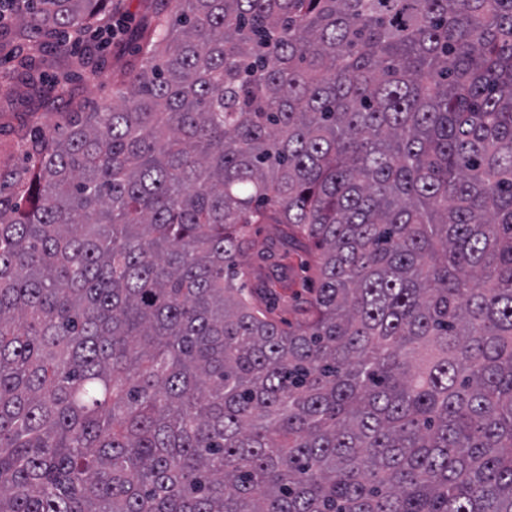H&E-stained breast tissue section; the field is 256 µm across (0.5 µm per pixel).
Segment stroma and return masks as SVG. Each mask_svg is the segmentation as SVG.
Segmentation results:
<instances>
[{
  "instance_id": "35a3bbf8",
  "label": "stroma",
  "mask_w": 512,
  "mask_h": 512,
  "mask_svg": "<svg viewBox=\"0 0 512 512\" xmlns=\"http://www.w3.org/2000/svg\"><path fill=\"white\" fill-rule=\"evenodd\" d=\"M122 30L107 48L82 41L77 49L29 51L15 44L13 56L0 50V169L25 161L24 135L35 129L62 131L65 115L89 102H116L121 83L143 59L137 46L153 26L150 0H112ZM247 284L256 296L273 291L277 315L298 324L307 317L305 252L284 238L278 224L252 225L247 235Z\"/></svg>"
}]
</instances>
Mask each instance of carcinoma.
I'll list each match as a JSON object with an SVG mask.
<instances>
[{"instance_id": "cac0c4a2", "label": "carcinoma", "mask_w": 512, "mask_h": 512, "mask_svg": "<svg viewBox=\"0 0 512 512\" xmlns=\"http://www.w3.org/2000/svg\"><path fill=\"white\" fill-rule=\"evenodd\" d=\"M171 1L0 171V512H512V0ZM248 224L315 253L295 329Z\"/></svg>"}]
</instances>
